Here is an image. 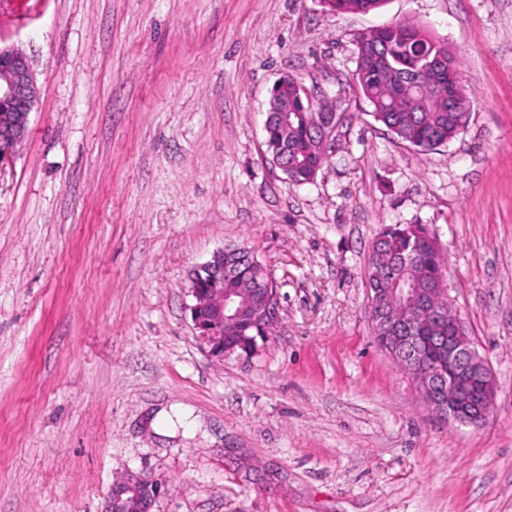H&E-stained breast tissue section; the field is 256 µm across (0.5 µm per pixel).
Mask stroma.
<instances>
[{"label": "stroma", "instance_id": "35a3bbf8", "mask_svg": "<svg viewBox=\"0 0 512 512\" xmlns=\"http://www.w3.org/2000/svg\"><path fill=\"white\" fill-rule=\"evenodd\" d=\"M406 19L474 106L430 152L355 89L357 33ZM40 105L0 166V512H512V0H0ZM346 115L316 179L265 152L283 74ZM423 224L498 382L478 429L432 414L376 346L370 247ZM255 251L281 310L257 354L195 339L187 273ZM186 409L193 428L162 409ZM322 3L328 11L342 15L379 9L386 0H323ZM161 487L138 475H128L112 486L111 511L123 512L130 504L138 512H150L153 502L161 494Z\"/></svg>", "mask_w": 512, "mask_h": 512}]
</instances>
